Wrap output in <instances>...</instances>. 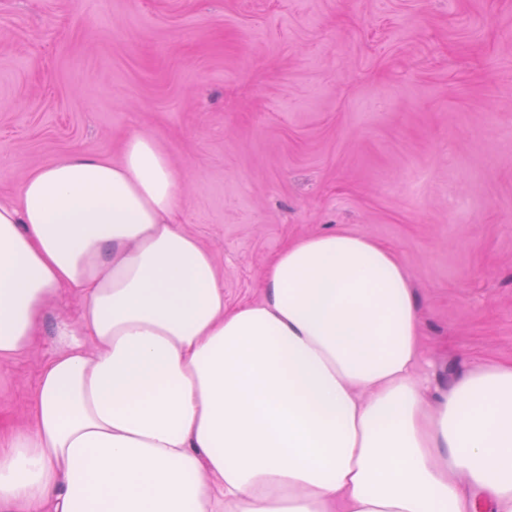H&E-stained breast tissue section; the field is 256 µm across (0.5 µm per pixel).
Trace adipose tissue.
Returning <instances> with one entry per match:
<instances>
[{
    "label": "adipose tissue",
    "mask_w": 512,
    "mask_h": 512,
    "mask_svg": "<svg viewBox=\"0 0 512 512\" xmlns=\"http://www.w3.org/2000/svg\"><path fill=\"white\" fill-rule=\"evenodd\" d=\"M154 140L76 155L0 198V361L59 318L0 512H512V362L428 403L406 266L366 234L288 242L224 302Z\"/></svg>",
    "instance_id": "1"
}]
</instances>
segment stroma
<instances>
[{
    "label": "stroma",
    "instance_id": "35a3bbf8",
    "mask_svg": "<svg viewBox=\"0 0 512 512\" xmlns=\"http://www.w3.org/2000/svg\"><path fill=\"white\" fill-rule=\"evenodd\" d=\"M152 137L224 301L259 298L296 238L392 248L436 400L472 359L512 361V0H0V195L72 155ZM62 293L0 361L25 425Z\"/></svg>",
    "mask_w": 512,
    "mask_h": 512
}]
</instances>
